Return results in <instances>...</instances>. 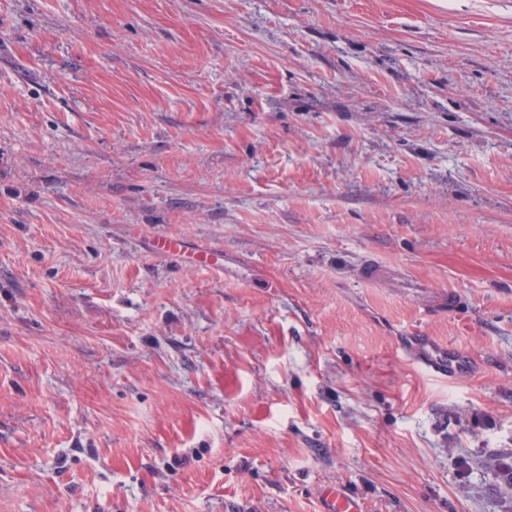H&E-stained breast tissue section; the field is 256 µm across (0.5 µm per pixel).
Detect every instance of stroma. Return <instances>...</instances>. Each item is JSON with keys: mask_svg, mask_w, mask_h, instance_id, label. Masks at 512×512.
Wrapping results in <instances>:
<instances>
[{"mask_svg": "<svg viewBox=\"0 0 512 512\" xmlns=\"http://www.w3.org/2000/svg\"><path fill=\"white\" fill-rule=\"evenodd\" d=\"M511 468L512 0H0V512H512ZM426 360L434 373L443 378L448 377V380H454L461 374L469 358L461 350L448 346V349H444L438 355L426 358ZM325 502L322 512H361L362 504L340 487H327L322 492Z\"/></svg>", "mask_w": 512, "mask_h": 512, "instance_id": "stroma-1", "label": "stroma"}]
</instances>
